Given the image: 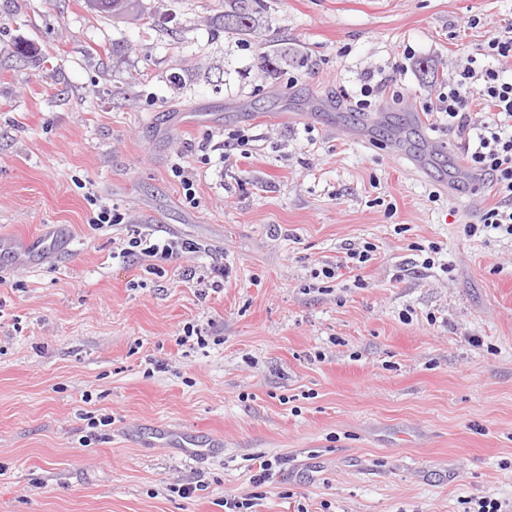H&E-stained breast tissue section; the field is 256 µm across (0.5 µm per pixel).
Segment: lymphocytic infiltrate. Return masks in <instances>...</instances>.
<instances>
[{"label": "lymphocytic infiltrate", "instance_id": "obj_1", "mask_svg": "<svg viewBox=\"0 0 512 512\" xmlns=\"http://www.w3.org/2000/svg\"><path fill=\"white\" fill-rule=\"evenodd\" d=\"M478 53L486 57V64L471 65L453 75L446 90L437 96L436 111L446 116L449 130L463 140L469 167L486 178L497 198L483 212L479 223L465 225L466 236L493 231L512 237V79H504L492 65L493 60L512 58V34L490 38L479 47ZM476 96L488 107L479 121L473 119L470 110ZM196 250L192 242L154 241L138 231L121 247L120 255L125 258L138 253L166 262Z\"/></svg>", "mask_w": 512, "mask_h": 512}]
</instances>
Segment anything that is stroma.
I'll return each mask as SVG.
<instances>
[{
	"label": "stroma",
	"mask_w": 512,
	"mask_h": 512,
	"mask_svg": "<svg viewBox=\"0 0 512 512\" xmlns=\"http://www.w3.org/2000/svg\"><path fill=\"white\" fill-rule=\"evenodd\" d=\"M264 3L232 36L224 0H0V512L512 502V239L465 235L495 198L412 120L512 0ZM137 229L198 250L116 258ZM33 235L57 241L36 261Z\"/></svg>",
	"instance_id": "35a3bbf8"
}]
</instances>
